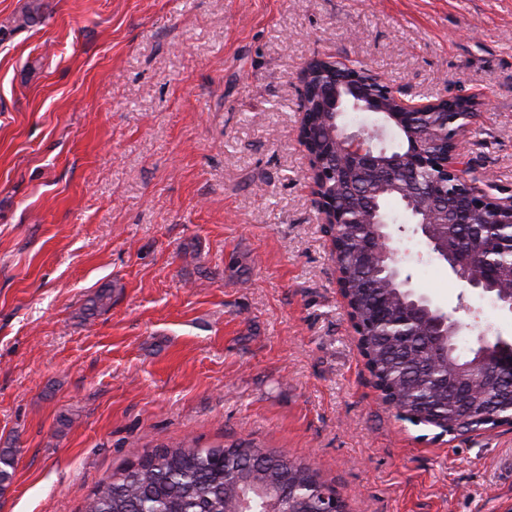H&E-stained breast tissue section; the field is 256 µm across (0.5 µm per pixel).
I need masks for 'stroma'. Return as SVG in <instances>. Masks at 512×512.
<instances>
[{"label": "stroma", "mask_w": 512, "mask_h": 512, "mask_svg": "<svg viewBox=\"0 0 512 512\" xmlns=\"http://www.w3.org/2000/svg\"><path fill=\"white\" fill-rule=\"evenodd\" d=\"M27 2L0 0V512H81L185 437L286 451L345 512H507L512 426L443 434L383 403L296 102L326 56L409 99L476 96L465 157L512 195V0H42L14 29ZM395 217L410 286L511 342L512 311Z\"/></svg>", "instance_id": "obj_1"}]
</instances>
